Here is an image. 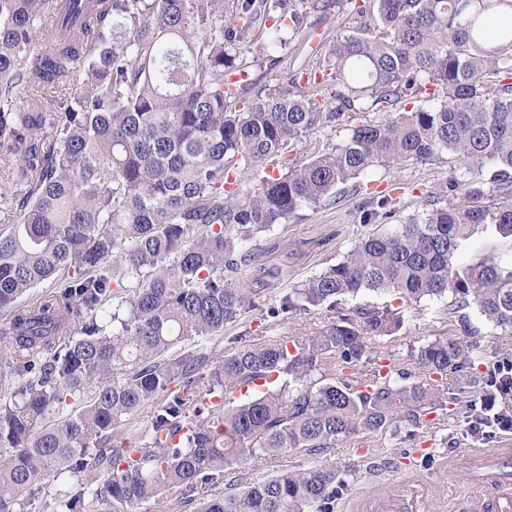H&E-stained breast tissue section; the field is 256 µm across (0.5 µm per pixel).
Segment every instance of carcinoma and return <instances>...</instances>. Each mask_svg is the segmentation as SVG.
<instances>
[{
  "mask_svg": "<svg viewBox=\"0 0 512 512\" xmlns=\"http://www.w3.org/2000/svg\"><path fill=\"white\" fill-rule=\"evenodd\" d=\"M353 2L97 0L37 47L59 0H0V182L24 187L0 193L13 214L0 228V512H27L68 472L81 479L44 512L163 508L203 489L199 512H332L347 482L330 462L213 489L250 458L327 456L358 435L425 427L446 408L440 383L483 364L481 345L437 336L382 365L368 339L400 329L388 306L301 340L245 329L218 357L201 342L255 311L275 330L391 292L448 297L452 313L474 308L512 333V260H457L484 233L512 238V0H367L356 15L369 21L300 63L306 81L262 83L311 16ZM20 82L61 86L60 101L20 109ZM338 126L340 142L289 157ZM447 156L459 172L393 231L361 235L267 303L240 281L288 217L351 192L359 223H385L398 199L365 192L367 171ZM35 288L46 292L25 301ZM482 384L470 415L512 425V352Z\"/></svg>",
  "mask_w": 512,
  "mask_h": 512,
  "instance_id": "1",
  "label": "carcinoma"
}]
</instances>
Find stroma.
Returning <instances> with one entry per match:
<instances>
[{
	"label": "stroma",
	"mask_w": 512,
	"mask_h": 512,
	"mask_svg": "<svg viewBox=\"0 0 512 512\" xmlns=\"http://www.w3.org/2000/svg\"><path fill=\"white\" fill-rule=\"evenodd\" d=\"M347 18L331 16L309 29L302 43H289L282 50L284 59L276 69L285 75L287 57L300 53L301 57L315 53L322 40L345 33ZM455 166L454 160L440 163L394 164L371 168L365 177L369 189L398 198L400 209L396 221L405 218L418 206L428 190L447 181ZM358 196L341 195L330 207L305 210L303 217L289 220L265 233L260 240V255L241 272L247 286L261 289L263 296L274 298L283 288L296 284L337 263L346 250L364 233L365 228L356 218ZM368 305L390 306L403 317L401 328L392 336L375 340L376 349L383 351L391 363L405 358L409 348L420 346L442 334L456 332V322L446 319L442 300H425L410 305L398 296L376 297L360 295L348 299L344 310ZM405 429L378 435L359 436L344 441L330 455V460L345 477L348 486L336 502L334 512H345L351 500L359 495L389 494L409 479V472L394 468L393 462L401 451L409 450ZM512 440V430L486 429L474 434L462 405L448 403L446 411L436 424L421 429L415 442L434 448L435 459L418 465L417 470L429 480L428 507L430 512H464L470 496L480 484L468 465L450 461L449 452L465 448H481L491 452Z\"/></svg>",
	"instance_id": "35a3bbf8"
}]
</instances>
